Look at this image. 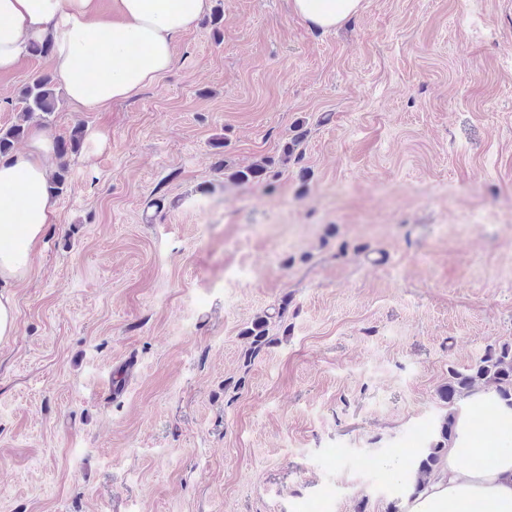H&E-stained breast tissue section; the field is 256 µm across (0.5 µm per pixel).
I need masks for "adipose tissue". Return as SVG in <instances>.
I'll return each mask as SVG.
<instances>
[{"mask_svg": "<svg viewBox=\"0 0 512 512\" xmlns=\"http://www.w3.org/2000/svg\"><path fill=\"white\" fill-rule=\"evenodd\" d=\"M362 0H291L315 27L332 29ZM101 21L98 0H0V71L15 69L33 44L51 40L56 77L79 105L137 95L167 72L176 40L209 0H115ZM52 140L32 130L26 149L0 157V342L17 329L11 287L29 271L35 243L54 219L48 161ZM407 512H512V405L479 389L460 403L442 463L410 498Z\"/></svg>", "mask_w": 512, "mask_h": 512, "instance_id": "1", "label": "adipose tissue"}]
</instances>
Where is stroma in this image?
<instances>
[{"label":"stroma","mask_w":512,"mask_h":512,"mask_svg":"<svg viewBox=\"0 0 512 512\" xmlns=\"http://www.w3.org/2000/svg\"><path fill=\"white\" fill-rule=\"evenodd\" d=\"M210 7L152 86L44 125L83 139L0 342V512H392L384 461L512 343V0ZM54 70L0 73L1 129ZM362 0H292L291 9L315 27L332 29L359 13ZM269 321L268 316L260 315L257 316L253 322L252 327L248 328L246 331V335L252 338L251 344L253 345L251 349V354L258 353L264 346L269 345L272 342V339L269 338V329H268Z\"/></svg>","instance_id":"stroma-1"}]
</instances>
